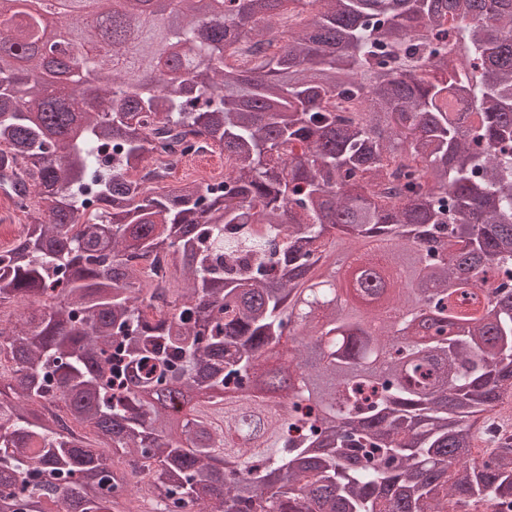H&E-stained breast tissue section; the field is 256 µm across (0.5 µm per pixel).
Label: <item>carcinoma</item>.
I'll use <instances>...</instances> for the list:
<instances>
[{"label": "carcinoma", "instance_id": "cac0c4a2", "mask_svg": "<svg viewBox=\"0 0 512 512\" xmlns=\"http://www.w3.org/2000/svg\"><path fill=\"white\" fill-rule=\"evenodd\" d=\"M122 2L70 0L49 62L32 19L0 40L36 213L0 249V512H512V0ZM199 144L221 192L159 188ZM372 240L385 287L314 305ZM354 258L350 252L337 250L329 264V276L324 282L315 288H325L323 295L328 296L335 293V289L341 288V285L348 274V271L355 267Z\"/></svg>", "mask_w": 512, "mask_h": 512}]
</instances>
